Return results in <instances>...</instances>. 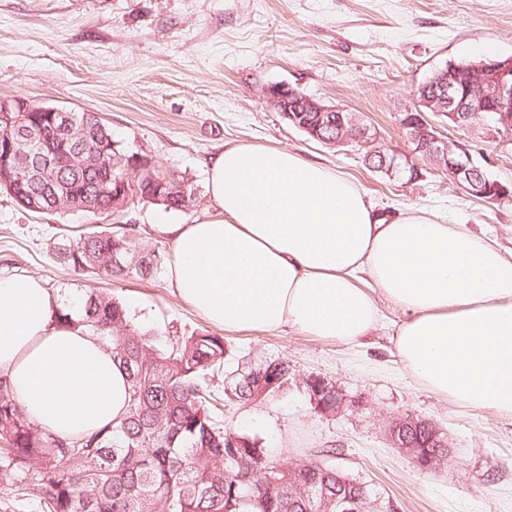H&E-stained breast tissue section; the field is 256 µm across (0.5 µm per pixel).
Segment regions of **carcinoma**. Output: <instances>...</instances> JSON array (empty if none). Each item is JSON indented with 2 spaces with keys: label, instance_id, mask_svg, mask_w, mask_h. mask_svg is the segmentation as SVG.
<instances>
[{
  "label": "carcinoma",
  "instance_id": "1",
  "mask_svg": "<svg viewBox=\"0 0 512 512\" xmlns=\"http://www.w3.org/2000/svg\"><path fill=\"white\" fill-rule=\"evenodd\" d=\"M12 117L29 130L31 141L47 138L44 113ZM73 117L87 118V143L72 142L66 149L84 154L87 163L60 169L53 192L31 169L23 174L22 189L48 213L81 212L98 220L89 207L105 206L109 197L90 152L114 138L92 116L75 112ZM153 175L164 182V209L193 207L191 184L158 167ZM150 204L145 198L131 204L123 224L65 230L53 244V258L94 279L156 276L164 269L165 254L140 225L130 223L135 208ZM114 253L122 266H112ZM54 322L87 331L112 350L127 373L128 414L116 428L60 438L26 419L0 376V467L35 479L42 512H319L322 496L331 500L343 491L331 468L288 477L289 466L250 438L224 429L216 415L221 393L244 403L273 400L288 387V362L273 369L278 384L258 398L248 371L230 389L214 385L224 370V337L193 333L172 339L143 329L110 292L89 289L79 314L58 308Z\"/></svg>",
  "mask_w": 512,
  "mask_h": 512
}]
</instances>
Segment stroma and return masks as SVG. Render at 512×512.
<instances>
[{
	"label": "stroma",
	"instance_id": "stroma-1",
	"mask_svg": "<svg viewBox=\"0 0 512 512\" xmlns=\"http://www.w3.org/2000/svg\"><path fill=\"white\" fill-rule=\"evenodd\" d=\"M512 54V0H0V98L98 113L115 140L136 146L193 185L191 210L148 206L136 220L164 252L162 224L220 217L207 165L225 144L298 152L350 178L379 210L423 209L467 225L512 255V203L469 197L430 161L407 183L368 171L357 151L309 139L270 109L274 84L358 113L386 150L409 153L397 116L413 91L449 61ZM86 216L32 213L0 191V275L41 278L57 297L89 285L112 292L135 322L173 336L224 337L226 372L265 359L288 362V387L266 403L225 398L226 430L250 437L281 463L339 469L389 495L399 512H512V414L471 409L408 374L391 336L404 316L355 345L286 329L224 332L170 287L87 278L53 261L50 248ZM318 380L335 404L319 405ZM429 420L454 450L439 470L419 469L394 448L396 417ZM32 480L0 470V512H40Z\"/></svg>",
	"mask_w": 512,
	"mask_h": 512
}]
</instances>
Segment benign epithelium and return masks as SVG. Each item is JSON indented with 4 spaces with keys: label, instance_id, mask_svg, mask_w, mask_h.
<instances>
[{
    "label": "benign epithelium",
    "instance_id": "benign-epithelium-1",
    "mask_svg": "<svg viewBox=\"0 0 512 512\" xmlns=\"http://www.w3.org/2000/svg\"><path fill=\"white\" fill-rule=\"evenodd\" d=\"M269 106L291 121L295 127L307 132L313 139L336 148L359 145L366 150V158L380 157L377 171L390 177H402L410 173L411 180L420 177L414 162L416 154L428 159L448 174L453 183L471 197L484 202L502 204L512 202V182L491 178L482 172L474 160L470 141L463 138L446 139L439 134L438 125L426 113L448 119V127L473 134L488 142H498L512 136V55L483 59L468 66H443L432 78L414 92L415 103L402 111L400 125L410 130L409 138L417 145L410 155L388 153L380 143L376 129L363 123L360 116L337 105H328L305 95L288 92L286 85H273L266 89ZM45 112L50 120V130H64L68 141L83 139L86 126L73 120L62 121L69 109L57 106L31 108L14 98L0 99V118L10 112ZM336 125V137L326 139L321 128ZM30 146V138L23 128L9 129L0 133V183L8 185L11 193L24 200V193L17 191L18 162L34 164L49 172L67 164L65 151L43 148L40 152L24 153L21 147ZM97 166L107 174L106 183L111 185L112 197L108 211L112 217L129 207V201L140 195L143 184L139 172L127 170L112 177L114 158L102 154L96 156ZM415 421L412 416L392 420L387 435L395 447L417 457L419 449L407 444L403 437L404 427Z\"/></svg>",
    "mask_w": 512,
    "mask_h": 512
}]
</instances>
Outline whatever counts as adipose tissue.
Wrapping results in <instances>:
<instances>
[{
  "mask_svg": "<svg viewBox=\"0 0 512 512\" xmlns=\"http://www.w3.org/2000/svg\"><path fill=\"white\" fill-rule=\"evenodd\" d=\"M222 216L166 224L168 281L227 330L286 328L360 341L381 307L404 321L394 347L409 374L450 402L512 414V260L463 224L415 210L382 215L336 169L285 149L230 143L208 169ZM41 279L0 275V375L26 418L62 438L117 426L127 374L53 307Z\"/></svg>",
  "mask_w": 512,
  "mask_h": 512,
  "instance_id": "adipose-tissue-1",
  "label": "adipose tissue"
}]
</instances>
